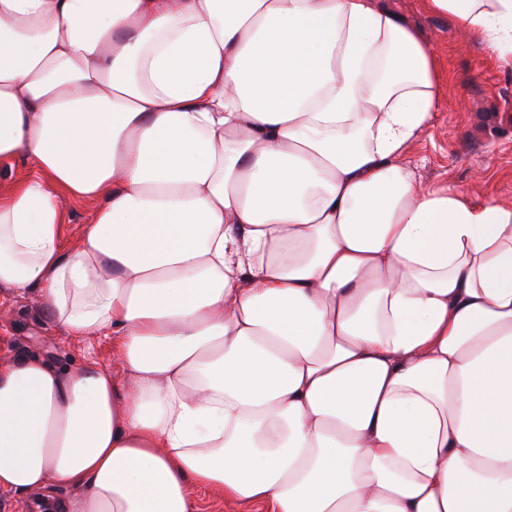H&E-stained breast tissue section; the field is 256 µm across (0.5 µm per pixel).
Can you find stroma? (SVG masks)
Instances as JSON below:
<instances>
[{
	"label": "stroma",
	"mask_w": 512,
	"mask_h": 512,
	"mask_svg": "<svg viewBox=\"0 0 512 512\" xmlns=\"http://www.w3.org/2000/svg\"><path fill=\"white\" fill-rule=\"evenodd\" d=\"M422 35L442 60L444 74L433 119L403 158L425 186L465 190L475 201L512 206V63L498 60L477 36L464 37L445 16L428 11L426 0H379ZM62 244L73 248L92 223L97 202L60 200ZM83 344L70 342L53 325L36 293L0 292V361L38 353L79 362Z\"/></svg>",
	"instance_id": "stroma-1"
}]
</instances>
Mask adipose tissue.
<instances>
[{"label":"adipose tissue","instance_id":"obj_1","mask_svg":"<svg viewBox=\"0 0 512 512\" xmlns=\"http://www.w3.org/2000/svg\"><path fill=\"white\" fill-rule=\"evenodd\" d=\"M428 7L512 62V0ZM441 76L373 0H0V288L112 340L0 363V494L512 512V207L401 161ZM35 169L22 161L0 162V189L9 188L14 183L32 177ZM99 204L98 201L60 198L62 244L66 249L75 247L81 237L84 225L92 223Z\"/></svg>","mask_w":512,"mask_h":512}]
</instances>
